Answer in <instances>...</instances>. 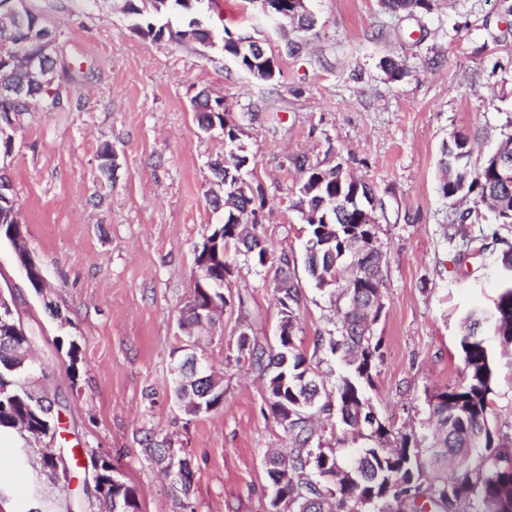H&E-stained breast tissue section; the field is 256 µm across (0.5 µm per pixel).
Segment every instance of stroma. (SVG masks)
Wrapping results in <instances>:
<instances>
[{
  "label": "stroma",
  "instance_id": "35a3bbf8",
  "mask_svg": "<svg viewBox=\"0 0 512 512\" xmlns=\"http://www.w3.org/2000/svg\"><path fill=\"white\" fill-rule=\"evenodd\" d=\"M54 31L71 92L52 112L21 118L0 168L13 185L25 241L48 287L36 294L10 244L0 243V284L11 283L37 341L35 377L59 410L53 448L75 449L80 468L67 485L41 474L38 454L11 448L21 480L0 479V512H60L63 496L83 501L92 459L111 461L133 487L140 512H271L266 458L288 437L273 418L265 384L239 358L242 326L276 345L275 261L288 256L301 292L295 342L333 384L335 356L316 347L335 330L337 305L305 265L308 227L292 208L298 156L343 164L385 204L378 238L384 309L382 340L366 395L396 434L427 425L429 398L462 379L459 343L468 314L491 309L502 281L482 247L512 243V225L492 218L457 224L439 191L444 142L467 136L473 163L512 135V0H438L424 18L394 16L379 0H309L313 31L277 29L258 0H212L178 9L175 37L133 29L127 0H24ZM215 35L204 46L182 35L191 19ZM265 39L282 74L262 83L224 52L225 31ZM395 58L405 75L387 79ZM223 98L243 126L246 181L261 183L259 228L272 260L255 266L229 251L224 283L233 304L203 342L204 359L224 376V402L189 417L175 403L177 326L196 271L194 250L221 216L209 168L223 156L221 131H201L192 100L200 89ZM110 144L114 172L98 151ZM59 308L53 318L51 308ZM76 340L71 362L61 340ZM494 357L490 426L512 444V346L487 334ZM168 441L192 462L191 494L177 501L148 441Z\"/></svg>",
  "mask_w": 512,
  "mask_h": 512
}]
</instances>
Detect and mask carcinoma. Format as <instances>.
<instances>
[{
    "instance_id": "cac0c4a2",
    "label": "carcinoma",
    "mask_w": 512,
    "mask_h": 512,
    "mask_svg": "<svg viewBox=\"0 0 512 512\" xmlns=\"http://www.w3.org/2000/svg\"><path fill=\"white\" fill-rule=\"evenodd\" d=\"M384 11L398 16L424 17L430 14L437 0H380ZM19 49L18 33L0 25V57ZM27 106L0 96V124L10 138H0L4 155L12 149L11 135ZM512 162V136L482 164H472V147L468 138L456 135L443 144L442 165L447 173L440 186L442 195L454 204L464 193L473 203L482 204L494 213L499 224H512V180L499 179L495 156ZM247 155L239 150H224V190L238 189L233 204L243 212L265 204V194L252 193L243 180ZM330 181L317 190L303 192L301 184L297 203L328 219L325 225H309L305 243L307 270L322 287L324 276L336 275V287L349 293L343 299L341 328L329 336H319L316 346L333 355L340 354L344 369L334 385L328 387L308 364L295 343L273 352L255 336L248 351L252 367L266 377L267 391L277 392L288 407L290 444L283 451L266 459L267 474H288L283 487L277 489L280 499L288 501V512H512V447L497 438L489 426L495 372L492 356L485 344L483 331L489 330L504 345H512V280L490 310H474L467 317V332L460 340L463 379L435 392L436 406L430 409L435 420L434 434L415 439L404 436L393 442L391 429L382 422L365 397V386L372 383V371L378 358L381 340L375 338L371 318L363 312L369 306L376 288L361 276L366 266L380 273L381 253L354 254L357 240L375 237L377 224H363L355 211H337L330 205L339 191L358 193L367 208L377 213L384 209L383 200L371 185L348 176L341 164L326 169ZM16 204L14 195L0 197V239H9L13 222L8 213ZM244 253L252 255L257 264L266 265L268 249L261 237L243 242ZM491 268L502 272L512 267V247L489 253ZM276 300L279 313L288 320H298L300 294L288 256L279 258L275 271ZM34 332H24L21 323L0 324V431L19 429L26 422L31 430L21 433L29 446L41 441L47 432L41 427L57 428L53 402L45 391L21 384L23 369L15 368L12 352L20 341L31 339ZM336 418L353 440L362 441L348 462H343L337 449L313 446L317 435L310 422L317 416ZM147 460L163 466L165 460L177 455L182 478L179 492L190 494L194 474L190 462L170 446L144 448ZM78 466L77 454L67 457V466L51 470L40 462V472L56 483L67 479L69 468ZM94 499L97 512H139L134 490L113 477V467L105 459L94 462Z\"/></svg>"
}]
</instances>
